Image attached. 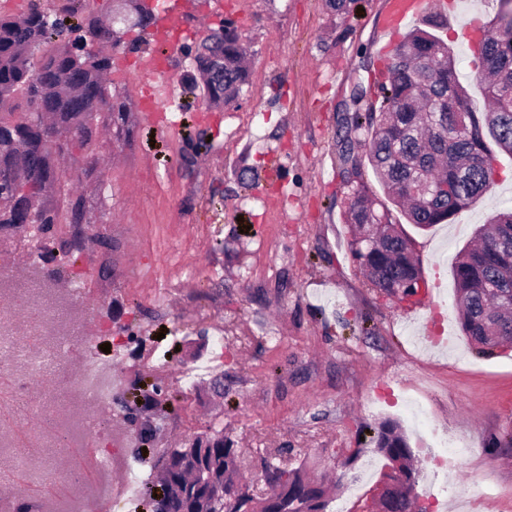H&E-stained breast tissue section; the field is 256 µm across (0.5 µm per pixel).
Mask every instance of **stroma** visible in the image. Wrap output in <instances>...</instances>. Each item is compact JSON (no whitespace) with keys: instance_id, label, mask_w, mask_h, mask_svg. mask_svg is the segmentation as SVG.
I'll return each mask as SVG.
<instances>
[{"instance_id":"obj_1","label":"stroma","mask_w":512,"mask_h":512,"mask_svg":"<svg viewBox=\"0 0 512 512\" xmlns=\"http://www.w3.org/2000/svg\"><path fill=\"white\" fill-rule=\"evenodd\" d=\"M498 7L499 0H462L441 31L480 110L478 61L462 25L486 24ZM164 8L178 10L183 44L233 20L251 56L247 83L236 102L210 110L194 95L156 90L163 109L180 102L210 146L188 168L180 128L160 134L140 112L133 89L146 77L137 55L113 66L128 112L93 124L96 162L77 168L106 238L89 242L73 266L87 282L81 295H66L65 275L54 293H37L46 267L29 265L27 238L0 231V259L20 272L0 287V301L40 298L59 308L69 335L61 347L58 329L28 337L22 321H10L18 340L0 345V486H18L15 505L41 512L45 502L93 484L84 456L100 441L68 429L85 413L68 392L83 357L105 359L106 328L128 325L147 342L116 366L117 389L145 374L162 378L182 398L168 440L222 423L244 452L248 480L260 482L273 454L339 481L326 512H351L384 469L373 432L393 419L422 466L419 504L458 512L457 491L478 479L490 495L486 512H512V350L469 347L452 278L476 229L512 206V156L498 155L500 178L452 223L406 225L425 290L414 302L395 298L373 288L352 255L348 165L336 136L355 84L370 83L387 45L402 38L388 28L390 0H353L341 17L325 0H224L220 8L214 0H164ZM254 111L265 115L258 129L249 122ZM437 327L446 345L431 343ZM164 349L171 357L161 358ZM216 374L224 377L220 396L207 387ZM19 379L49 406L31 418L36 448L23 456L14 444L29 437L21 425L29 396L16 392ZM448 436L469 446L452 471L430 453Z\"/></svg>"}]
</instances>
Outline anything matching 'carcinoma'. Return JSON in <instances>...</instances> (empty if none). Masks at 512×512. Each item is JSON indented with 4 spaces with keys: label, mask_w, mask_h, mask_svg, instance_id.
I'll return each mask as SVG.
<instances>
[{
    "label": "carcinoma",
    "mask_w": 512,
    "mask_h": 512,
    "mask_svg": "<svg viewBox=\"0 0 512 512\" xmlns=\"http://www.w3.org/2000/svg\"><path fill=\"white\" fill-rule=\"evenodd\" d=\"M86 10L84 0H65L53 13L28 0L17 14L0 11V229L30 233L37 258L55 263L53 275L83 252L88 224L86 199L73 180L60 179L58 156L89 148V117L126 111L107 74L117 55L147 43L156 19L143 0H116L109 23ZM430 26H416L394 47L374 98L345 126L388 199L422 229L449 223L468 208L494 184L487 165L495 151L512 154V0H500L484 26L477 80L492 102L488 110H478L459 81L454 47L436 33L443 23ZM192 49L204 84L189 74L186 92L198 90L213 105L236 100L247 71L234 23L220 22ZM347 162L345 223L353 255L375 287H404L420 264L407 237L389 234L398 220L371 192L362 160ZM373 238L381 247H370ZM477 238L459 253L452 276L461 331L484 351L495 348L488 339L494 332L512 336V309L503 304L512 299V208L479 228ZM112 403L134 427L136 460L149 466L141 483L146 512H325L324 484L274 458L263 463L272 492L236 496L235 486L243 484L240 449L222 428L156 448L169 404L162 380L141 377L113 394ZM373 441L381 455L411 465L409 438L398 422L382 421ZM144 447L157 457H143Z\"/></svg>",
    "instance_id": "obj_1"
}]
</instances>
